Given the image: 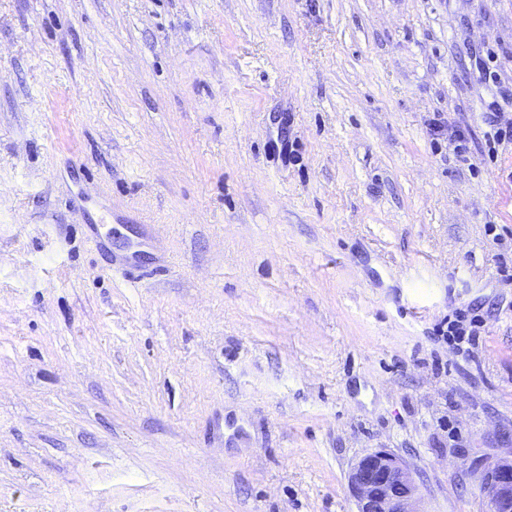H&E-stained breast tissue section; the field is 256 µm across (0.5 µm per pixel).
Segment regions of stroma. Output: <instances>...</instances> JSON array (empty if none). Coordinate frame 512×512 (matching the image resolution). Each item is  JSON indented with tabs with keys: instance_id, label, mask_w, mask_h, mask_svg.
Here are the masks:
<instances>
[{
	"instance_id": "obj_1",
	"label": "stroma",
	"mask_w": 512,
	"mask_h": 512,
	"mask_svg": "<svg viewBox=\"0 0 512 512\" xmlns=\"http://www.w3.org/2000/svg\"><path fill=\"white\" fill-rule=\"evenodd\" d=\"M492 103L512 0H0V512H354L380 449L419 512H487ZM471 304L463 357L437 330Z\"/></svg>"
}]
</instances>
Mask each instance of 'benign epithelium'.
Wrapping results in <instances>:
<instances>
[{
    "label": "benign epithelium",
    "instance_id": "benign-epithelium-1",
    "mask_svg": "<svg viewBox=\"0 0 512 512\" xmlns=\"http://www.w3.org/2000/svg\"><path fill=\"white\" fill-rule=\"evenodd\" d=\"M355 512H417L418 485L407 466L386 450L357 459L348 473ZM490 512H512V459L480 471Z\"/></svg>",
    "mask_w": 512,
    "mask_h": 512
}]
</instances>
